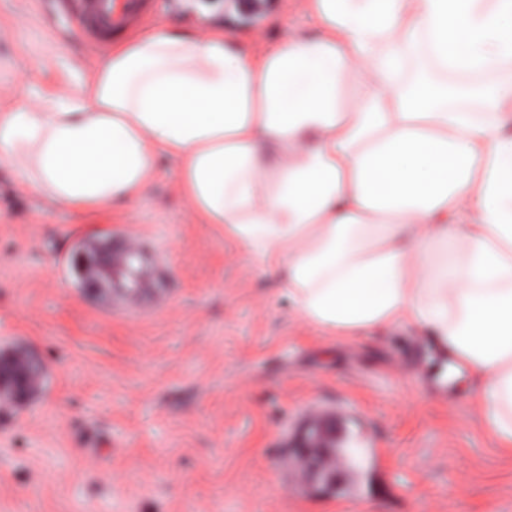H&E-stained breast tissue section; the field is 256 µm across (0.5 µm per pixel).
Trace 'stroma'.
I'll return each instance as SVG.
<instances>
[{"mask_svg": "<svg viewBox=\"0 0 512 512\" xmlns=\"http://www.w3.org/2000/svg\"><path fill=\"white\" fill-rule=\"evenodd\" d=\"M52 0H0V112L31 90L89 79L102 55L45 23ZM260 52L303 30L302 0H155L146 25L200 21ZM144 246L149 291L80 288L79 242ZM42 372L0 393V512H512V457L495 448L466 376L454 399L415 327L345 337L298 318L219 224L200 223L173 163L120 208L53 203L0 163V354ZM363 455L311 477L317 420Z\"/></svg>", "mask_w": 512, "mask_h": 512, "instance_id": "35a3bbf8", "label": "stroma"}]
</instances>
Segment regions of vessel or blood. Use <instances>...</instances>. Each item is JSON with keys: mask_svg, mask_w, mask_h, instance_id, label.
<instances>
[{"mask_svg": "<svg viewBox=\"0 0 512 512\" xmlns=\"http://www.w3.org/2000/svg\"><path fill=\"white\" fill-rule=\"evenodd\" d=\"M57 11L74 18L81 37L104 46L110 37H121L148 12L149 0H54Z\"/></svg>", "mask_w": 512, "mask_h": 512, "instance_id": "vessel-or-blood-1", "label": "vessel or blood"}]
</instances>
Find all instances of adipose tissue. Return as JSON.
Wrapping results in <instances>:
<instances>
[{"instance_id":"ef3b65f1","label":"adipose tissue","mask_w":512,"mask_h":512,"mask_svg":"<svg viewBox=\"0 0 512 512\" xmlns=\"http://www.w3.org/2000/svg\"><path fill=\"white\" fill-rule=\"evenodd\" d=\"M257 54L166 26L74 94L0 113V160L58 204L184 198L340 336L425 331L512 454V0H304Z\"/></svg>"}]
</instances>
